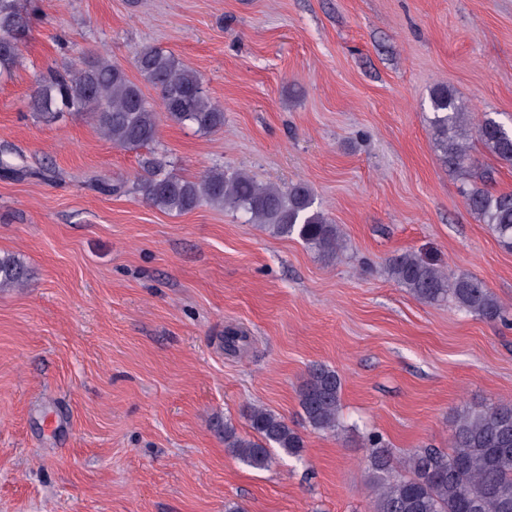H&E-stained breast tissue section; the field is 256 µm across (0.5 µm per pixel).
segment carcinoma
Masks as SVG:
<instances>
[{
  "label": "carcinoma",
  "mask_w": 512,
  "mask_h": 512,
  "mask_svg": "<svg viewBox=\"0 0 512 512\" xmlns=\"http://www.w3.org/2000/svg\"><path fill=\"white\" fill-rule=\"evenodd\" d=\"M30 15L20 0H0V76L22 56ZM134 65L160 91L155 108L141 87L108 58L89 54L77 67L54 72L36 82L32 109L39 113L85 112L112 144L136 150L156 141L159 114L181 126L209 133L224 127V110L208 95L204 79L174 56L152 46L138 49ZM430 125L436 148L448 171L471 175L469 140L477 141L500 162L512 165V129L488 117L474 126L469 113L446 85L431 92ZM135 193L164 212L186 213L204 203L240 211L248 221L276 236L300 239L308 249L334 257L342 249L336 225L315 207L312 189L296 183L286 189L261 186L243 171L212 167L189 178L162 172V162H143ZM465 203L490 226L502 246L512 249V193L472 185L463 189ZM388 273L414 298L425 303L450 299L468 315L488 322L506 320V309L485 281L475 275L448 274L406 251L389 259ZM26 266L12 254H0V289L21 285ZM342 381L335 370L311 365L298 390L304 421L316 432L339 425ZM251 433L241 435L224 421V448L244 464L263 470L279 448L301 456L304 437L288 421L265 409L247 415ZM365 469L371 512H512V403L468 406L452 421L448 451L423 448L397 461L382 437L368 438Z\"/></svg>",
  "instance_id": "carcinoma-1"
}]
</instances>
